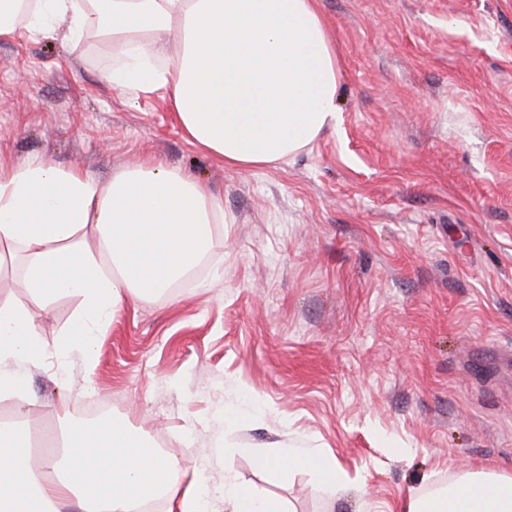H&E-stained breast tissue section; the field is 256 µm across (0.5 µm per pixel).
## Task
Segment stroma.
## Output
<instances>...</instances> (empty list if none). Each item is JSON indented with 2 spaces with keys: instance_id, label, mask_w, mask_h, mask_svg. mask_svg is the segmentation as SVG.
<instances>
[{
  "instance_id": "stroma-1",
  "label": "stroma",
  "mask_w": 512,
  "mask_h": 512,
  "mask_svg": "<svg viewBox=\"0 0 512 512\" xmlns=\"http://www.w3.org/2000/svg\"><path fill=\"white\" fill-rule=\"evenodd\" d=\"M336 130L226 167L161 89L112 88V47L19 26L0 40V157L99 182L160 161L231 222L180 287L134 301L79 355L27 375L34 432L106 404L224 512L225 469L290 512H397L475 472L512 475V0H319ZM319 448L349 492L261 469Z\"/></svg>"
}]
</instances>
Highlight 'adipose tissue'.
Wrapping results in <instances>:
<instances>
[{
  "instance_id": "adipose-tissue-1",
  "label": "adipose tissue",
  "mask_w": 512,
  "mask_h": 512,
  "mask_svg": "<svg viewBox=\"0 0 512 512\" xmlns=\"http://www.w3.org/2000/svg\"><path fill=\"white\" fill-rule=\"evenodd\" d=\"M41 32L66 23L68 37L111 40L116 88L170 89L184 134L232 168L291 157L338 110L336 47L317 0H33ZM177 57H169L170 42ZM224 206L192 174L149 163L101 184L78 167L0 159V259L20 263L24 303L0 301V401L28 412L39 402L24 377L49 357L91 361L94 338L132 298L167 292L224 239ZM77 302L59 338L47 340L34 309ZM26 416L0 421V512H206L177 459L125 424L69 421L64 454H37ZM270 471L306 470L321 488L344 489L335 459L317 448H257ZM225 512H288L274 498L224 474ZM400 512H512V477H463Z\"/></svg>"
}]
</instances>
